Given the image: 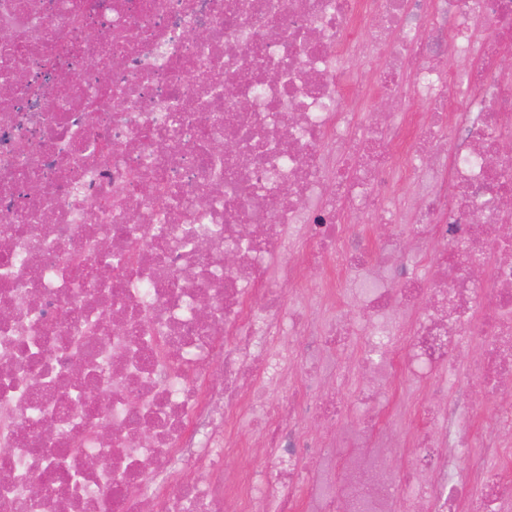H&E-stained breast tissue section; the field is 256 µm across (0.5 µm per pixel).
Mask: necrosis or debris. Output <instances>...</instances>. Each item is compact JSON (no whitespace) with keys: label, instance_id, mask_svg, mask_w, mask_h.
<instances>
[{"label":"necrosis or debris","instance_id":"4bbe7bcc","mask_svg":"<svg viewBox=\"0 0 512 512\" xmlns=\"http://www.w3.org/2000/svg\"><path fill=\"white\" fill-rule=\"evenodd\" d=\"M508 48L512 0H0V512H512V400L478 433L466 402L512 389ZM378 92L426 109L377 122ZM405 220L414 252L368 235ZM354 336L361 404L428 395L351 452L325 381ZM243 417L268 461L230 470ZM380 447L414 449L400 484ZM425 397V389L408 381H402L395 385H383L374 405V413L386 414L396 406L400 400L404 403L420 400Z\"/></svg>","mask_w":512,"mask_h":512}]
</instances>
